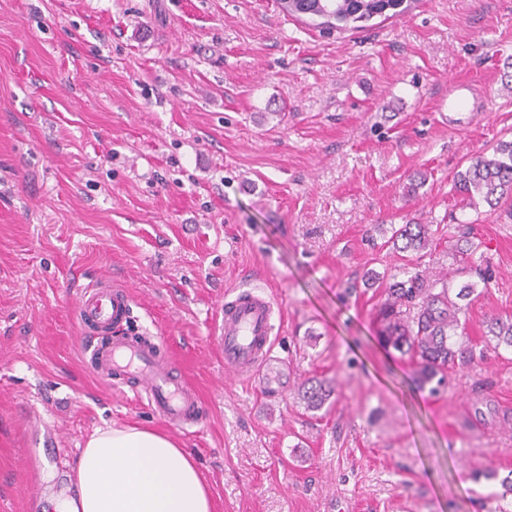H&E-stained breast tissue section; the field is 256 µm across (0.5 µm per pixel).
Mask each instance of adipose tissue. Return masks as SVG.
Here are the masks:
<instances>
[{
	"instance_id": "ef3b65f1",
	"label": "adipose tissue",
	"mask_w": 512,
	"mask_h": 512,
	"mask_svg": "<svg viewBox=\"0 0 512 512\" xmlns=\"http://www.w3.org/2000/svg\"><path fill=\"white\" fill-rule=\"evenodd\" d=\"M75 487L53 501V512H214L190 454L138 425L91 433L76 460Z\"/></svg>"
}]
</instances>
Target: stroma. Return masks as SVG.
Segmentation results:
<instances>
[{
    "label": "stroma",
    "instance_id": "stroma-1",
    "mask_svg": "<svg viewBox=\"0 0 512 512\" xmlns=\"http://www.w3.org/2000/svg\"><path fill=\"white\" fill-rule=\"evenodd\" d=\"M508 62L512 0H410L331 30L278 0H0V512L73 488L96 428L168 430L82 353L80 288L112 281L130 331L166 337L202 398L203 420L170 432L216 512H488L498 494L512 512V350L429 395L360 285L402 267L392 226L433 224L423 268L490 278L469 336L512 317V217L454 190L512 140ZM454 80L470 111H440ZM467 227L480 248L453 258ZM246 281L275 303L280 389L227 374L214 339ZM312 377L338 384L315 413L296 400ZM35 417L60 444L33 477Z\"/></svg>",
    "mask_w": 512,
    "mask_h": 512
}]
</instances>
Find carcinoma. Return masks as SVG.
Wrapping results in <instances>:
<instances>
[{"instance_id":"cac0c4a2","label":"carcinoma","mask_w":512,"mask_h":512,"mask_svg":"<svg viewBox=\"0 0 512 512\" xmlns=\"http://www.w3.org/2000/svg\"><path fill=\"white\" fill-rule=\"evenodd\" d=\"M289 14H308L338 23L366 22L387 10H396L404 0H280ZM456 193L468 206L485 203L497 210L512 200V140L500 141L492 153L479 152L454 177ZM430 224H402L392 228L389 243L408 254V263L385 281L376 312L378 339L386 348L408 355L416 365L418 386L437 394L448 371L464 368L476 360V344L465 331L464 301L477 283L457 286L444 277H433L421 268V259L433 247ZM483 343L494 350L512 349V318L486 321ZM336 386L326 379H310L297 390V400L308 412H318L333 402Z\"/></svg>"}]
</instances>
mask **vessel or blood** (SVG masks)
I'll return each mask as SVG.
<instances>
[{
	"mask_svg": "<svg viewBox=\"0 0 512 512\" xmlns=\"http://www.w3.org/2000/svg\"><path fill=\"white\" fill-rule=\"evenodd\" d=\"M131 304L121 284L87 285L75 311L84 351L97 375L146 395L152 412L174 428H185L198 421L201 398L175 373L162 337L125 333ZM273 318L274 303L265 293L241 291L228 296L217 314L216 336L228 373L247 379L275 373Z\"/></svg>",
	"mask_w": 512,
	"mask_h": 512,
	"instance_id": "vessel-or-blood-1",
	"label": "vessel or blood"
}]
</instances>
